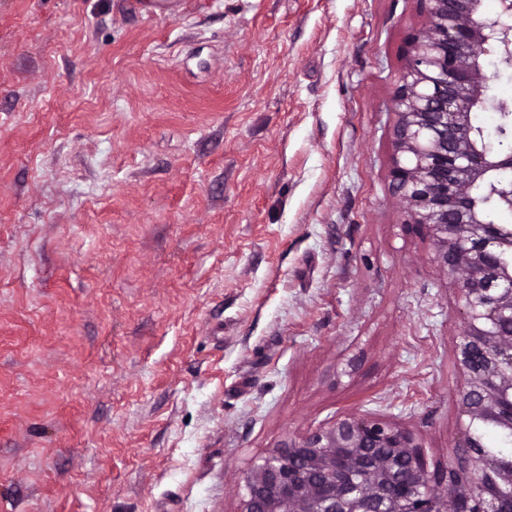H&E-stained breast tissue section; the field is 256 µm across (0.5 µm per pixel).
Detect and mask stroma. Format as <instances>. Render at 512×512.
I'll return each mask as SVG.
<instances>
[{"mask_svg":"<svg viewBox=\"0 0 512 512\" xmlns=\"http://www.w3.org/2000/svg\"><path fill=\"white\" fill-rule=\"evenodd\" d=\"M416 0H0V512H238L351 413L429 469L460 303L391 190Z\"/></svg>","mask_w":512,"mask_h":512,"instance_id":"obj_1","label":"stroma"}]
</instances>
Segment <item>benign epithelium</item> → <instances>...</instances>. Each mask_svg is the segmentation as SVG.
<instances>
[{
  "mask_svg": "<svg viewBox=\"0 0 512 512\" xmlns=\"http://www.w3.org/2000/svg\"><path fill=\"white\" fill-rule=\"evenodd\" d=\"M392 95L391 186L402 223L453 280L466 322L462 415L512 433V151L489 142L473 113L490 104L483 56L512 70V0H420ZM406 428L360 414L272 449L245 476L238 512H512V461L485 453L471 426L429 472Z\"/></svg>",
  "mask_w": 512,
  "mask_h": 512,
  "instance_id": "7a95c632",
  "label": "benign epithelium"
}]
</instances>
